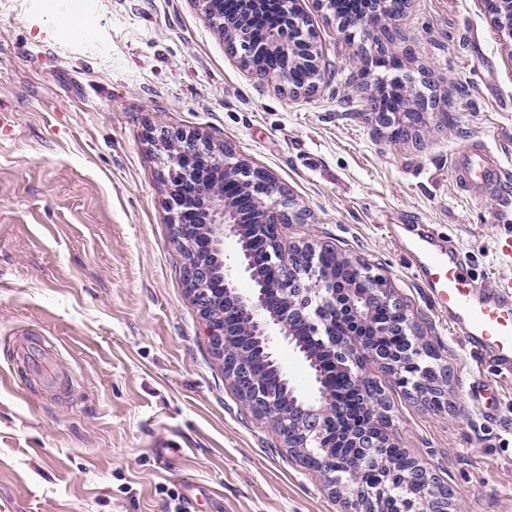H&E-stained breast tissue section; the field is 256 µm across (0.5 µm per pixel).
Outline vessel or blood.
<instances>
[{"label": "vessel or blood", "instance_id": "vessel-or-blood-1", "mask_svg": "<svg viewBox=\"0 0 512 512\" xmlns=\"http://www.w3.org/2000/svg\"><path fill=\"white\" fill-rule=\"evenodd\" d=\"M449 164L458 187L470 198L502 193L506 172L499 155L484 140L470 142ZM404 249L417 280L437 312L463 336L466 345L492 358L500 373L512 375V278L477 287L457 253L433 233L409 239Z\"/></svg>", "mask_w": 512, "mask_h": 512}]
</instances>
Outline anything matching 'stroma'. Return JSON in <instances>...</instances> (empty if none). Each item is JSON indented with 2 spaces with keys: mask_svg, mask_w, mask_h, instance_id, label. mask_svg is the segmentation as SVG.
Segmentation results:
<instances>
[{
  "mask_svg": "<svg viewBox=\"0 0 512 512\" xmlns=\"http://www.w3.org/2000/svg\"><path fill=\"white\" fill-rule=\"evenodd\" d=\"M328 76L284 97L231 55L198 0H0V512H344L224 375L182 279L168 164L149 135L196 132L274 177L303 214L283 246L372 266L448 366V402L377 366L387 432L460 512H512V376L465 347L394 238L429 228L479 284L512 277L500 202L462 194L448 163L470 139L512 173V44L484 0H409L369 35L296 0ZM392 33L430 69L442 112L397 141L361 103ZM43 354L56 374L29 365ZM168 464H161V456Z\"/></svg>",
  "mask_w": 512,
  "mask_h": 512,
  "instance_id": "35a3bbf8",
  "label": "stroma"
}]
</instances>
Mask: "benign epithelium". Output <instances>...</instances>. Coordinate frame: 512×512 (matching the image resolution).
<instances>
[{"mask_svg":"<svg viewBox=\"0 0 512 512\" xmlns=\"http://www.w3.org/2000/svg\"><path fill=\"white\" fill-rule=\"evenodd\" d=\"M285 24L269 31L261 42L251 38L247 22L231 29L228 45L231 53L248 62L266 59L262 71H253L263 82L270 75L280 81L282 94H311L319 86H299L288 70L298 67L295 56L307 58L305 64L321 72L311 36L303 34L301 17L295 0H282ZM341 28L366 32L373 28L370 15L351 16L342 20ZM379 120L414 138L417 122L406 112L379 113ZM173 195L179 208L172 217L174 236L187 251L183 279L199 313L208 323L210 344L224 361L225 376L243 395L252 412L272 419L275 431L285 447L314 460L312 470L324 474L330 492L344 501L347 512H377L379 496L392 488L384 484L370 488L363 483L351 487L336 482V466L356 476L357 459L336 463L329 440L336 416L340 415L336 392L329 385L341 378L354 389L367 394L373 417L387 415L379 390L368 386L367 366L385 367L393 380L407 392H415L430 404L446 403L443 389L447 381L446 366L434 363L435 379L424 393L416 382L412 365L415 352H423L426 341L420 337L405 308L391 294L386 280L371 268L348 260L358 278L372 288L358 295L353 288L348 303H335L336 273L323 269L321 257L334 249L306 242L283 249L279 225L297 218L300 213L290 210L282 187L268 174L249 167L237 159L232 149H215L205 144L195 133H182L171 140ZM205 210V222L189 220L198 207ZM228 239L246 241L250 248L238 255L235 263L224 261V243ZM253 285L243 293L237 287L240 277ZM381 304L388 313L390 324L384 331L397 327L405 340V350L397 360L373 349H362L352 336L336 335V316L351 315L360 323L371 321L375 305ZM266 342V360L274 362L273 348L281 340L298 350L313 368L315 390L294 396L296 389L285 397L266 389L255 373L250 353L232 345L238 328ZM355 445L364 449V457L376 461V468L388 471L380 456L386 447L379 433L365 430L354 438ZM406 483L417 494L401 501L400 512H456L447 487L436 481L427 470L417 465L406 477Z\"/></svg>","mask_w":512,"mask_h":512,"instance_id":"7a95c632","label":"benign epithelium"}]
</instances>
